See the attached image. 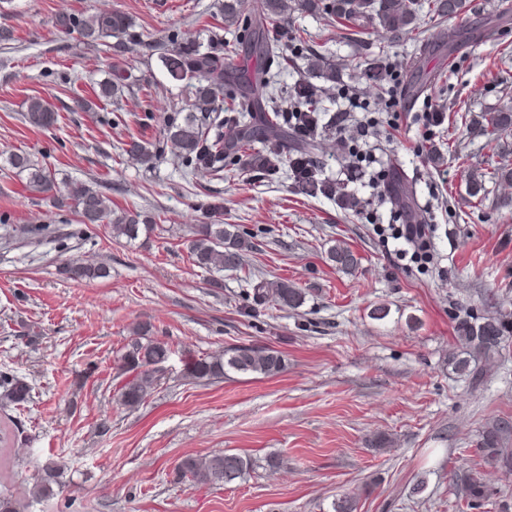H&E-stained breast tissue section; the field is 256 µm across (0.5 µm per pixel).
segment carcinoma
<instances>
[{
  "label": "carcinoma",
  "instance_id": "cac0c4a2",
  "mask_svg": "<svg viewBox=\"0 0 512 512\" xmlns=\"http://www.w3.org/2000/svg\"><path fill=\"white\" fill-rule=\"evenodd\" d=\"M295 9L323 16L329 23H349L359 29L378 25L399 38L415 31L416 15L411 0H293ZM430 13L445 19L460 12L463 0H426ZM288 0H224V23L241 28L233 53L246 62L237 70L236 91L224 94V40H211L209 49L202 52L191 43L164 49L162 62L169 75L178 81L186 80L192 87V111L176 112L163 120V137L178 149L188 167L204 170L212 176L224 172V166L246 158V164L266 175H275L281 166L287 167L288 177L298 192L347 199L335 183L321 177L319 162L314 157L320 130L333 125L336 118H325L321 102L327 89L308 79L298 80L286 91L293 107L288 109L279 101L275 87V71L288 67L290 52L302 46L300 38L282 39L288 31ZM55 27L63 32H76L88 43L116 38L122 43H139L141 36L133 30L129 19L112 12H101L82 18L75 14H59ZM309 70L327 82H335L336 70L324 65L312 54ZM123 77L116 75L98 84L95 96L109 100L122 87ZM227 116H222V113ZM24 119L38 128H50L58 115L42 98L29 100ZM485 134L495 140L505 129L512 128V110L493 112L485 118ZM229 134H224V128ZM296 137L293 149L284 143ZM262 144L257 149L254 144ZM124 154L144 163L154 162L159 154L145 142L131 138L123 143ZM9 163L26 171L29 185L40 193L52 194L59 208H74L79 222L86 226L103 224L109 234L129 241L138 238L149 225L140 224V214L131 211L113 213L109 199L91 183L75 181L65 193L53 194L55 177L50 169L30 156L14 154ZM254 236L238 224H194L190 227L188 250L194 265L204 270L237 272L244 268V255L255 247ZM328 259L337 270L351 273L359 266V257L347 246L338 243L328 250ZM61 272L74 281H93L109 276L104 264L65 261ZM306 293L286 279L266 281L253 289L252 302L261 306L269 301L282 309L296 310L303 306ZM465 341L473 349L491 359L498 352L506 332L505 324L491 318L466 321L462 324ZM170 346L158 339L145 342L136 338L122 354L123 370L129 378L120 388L119 400L128 409L143 405L158 384L157 368L169 356ZM286 368L282 354L259 346H236L200 358L188 366V376L195 382L221 379L226 371L276 376ZM30 386L25 378L0 371V410L6 412L28 401ZM512 436V423L501 420L481 434L479 451L490 462L512 471V449L505 447ZM254 460L240 453L215 452L206 456H187L176 465L179 477L195 485L231 483L248 474ZM64 465L49 462L42 466L28 491L30 502H41L54 495V486L61 485ZM467 508L478 512L484 508L491 491L482 479L470 475L465 484Z\"/></svg>",
  "mask_w": 512,
  "mask_h": 512
}]
</instances>
